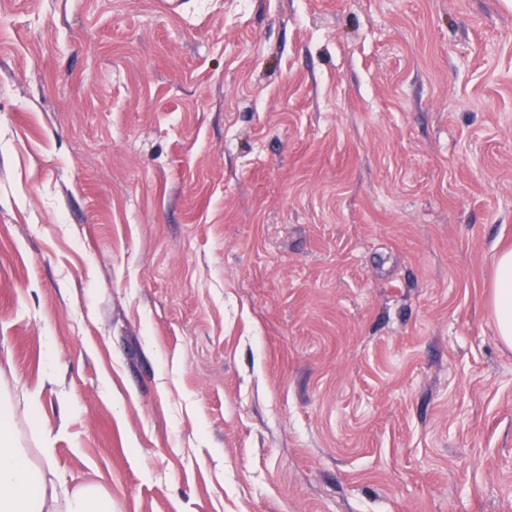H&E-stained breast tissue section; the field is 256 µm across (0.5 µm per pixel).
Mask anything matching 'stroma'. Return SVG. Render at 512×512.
Instances as JSON below:
<instances>
[{
  "label": "stroma",
  "mask_w": 512,
  "mask_h": 512,
  "mask_svg": "<svg viewBox=\"0 0 512 512\" xmlns=\"http://www.w3.org/2000/svg\"><path fill=\"white\" fill-rule=\"evenodd\" d=\"M505 246L512 0H0V391L112 512H512ZM495 332L500 343L512 349V249H501L494 263L493 287L489 297Z\"/></svg>",
  "instance_id": "35a3bbf8"
}]
</instances>
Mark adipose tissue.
I'll return each instance as SVG.
<instances>
[{
  "instance_id": "obj_1",
  "label": "adipose tissue",
  "mask_w": 512,
  "mask_h": 512,
  "mask_svg": "<svg viewBox=\"0 0 512 512\" xmlns=\"http://www.w3.org/2000/svg\"><path fill=\"white\" fill-rule=\"evenodd\" d=\"M495 332L512 349V249L500 250L494 263L489 297ZM13 415L0 408V512H112V501L97 485L68 487L46 460L53 448L44 444L43 464L32 463L14 442Z\"/></svg>"
}]
</instances>
